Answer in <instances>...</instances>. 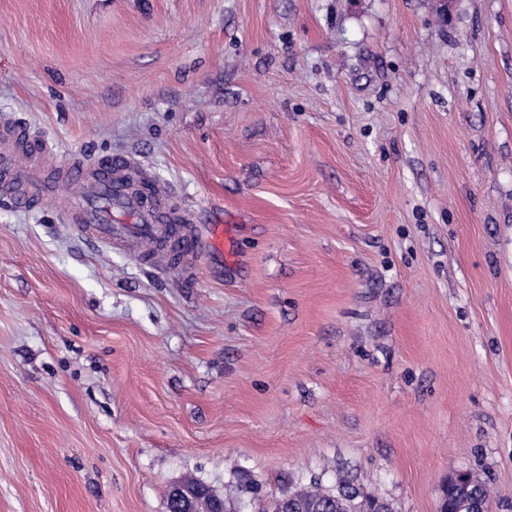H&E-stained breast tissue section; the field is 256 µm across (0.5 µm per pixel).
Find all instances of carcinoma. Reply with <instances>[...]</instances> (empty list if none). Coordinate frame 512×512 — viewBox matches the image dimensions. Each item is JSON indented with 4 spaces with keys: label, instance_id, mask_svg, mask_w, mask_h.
Wrapping results in <instances>:
<instances>
[{
    "label": "carcinoma",
    "instance_id": "cac0c4a2",
    "mask_svg": "<svg viewBox=\"0 0 512 512\" xmlns=\"http://www.w3.org/2000/svg\"><path fill=\"white\" fill-rule=\"evenodd\" d=\"M445 508L449 512H470L474 502L488 503L491 490L480 479L464 482L442 489ZM368 500L377 505L381 512H392L390 502L372 495H362L349 486L338 483L336 491L322 486L321 481L313 480L295 489L286 488L280 495L271 498L253 497L252 512H354V508ZM224 504V512H238L213 487H207L205 495L194 505L196 512H212L214 504Z\"/></svg>",
    "mask_w": 512,
    "mask_h": 512
}]
</instances>
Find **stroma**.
I'll return each instance as SVG.
<instances>
[{
	"instance_id": "obj_1",
	"label": "stroma",
	"mask_w": 512,
	"mask_h": 512,
	"mask_svg": "<svg viewBox=\"0 0 512 512\" xmlns=\"http://www.w3.org/2000/svg\"><path fill=\"white\" fill-rule=\"evenodd\" d=\"M439 7L0 0V117L232 228L166 272L0 196V512H512V0ZM170 493L173 498L177 501L181 502L182 507L184 508L181 512H193L196 509L197 512H212V507L215 503L221 502L224 504V508L219 510V512H240L241 510L232 509L230 504L226 501V499L215 490L213 487L207 484V490L205 495L200 498L194 505V509L191 508V504L194 501V495L196 493H201V488L189 482L187 479H182L181 481L176 482ZM170 493L168 496L167 508L171 505L169 504ZM445 499V512H469L475 501L486 506L491 497V490L479 478L471 484L464 482L442 489ZM364 500L375 503L381 512H392V505L387 500L361 495L343 482H339L333 492L324 488L319 480L295 489L287 487L279 496L271 498L254 496L251 505L252 512H357L354 508L360 507Z\"/></svg>"
}]
</instances>
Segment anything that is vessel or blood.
I'll return each instance as SVG.
<instances>
[{"instance_id": "1", "label": "vessel or blood", "mask_w": 512, "mask_h": 512, "mask_svg": "<svg viewBox=\"0 0 512 512\" xmlns=\"http://www.w3.org/2000/svg\"><path fill=\"white\" fill-rule=\"evenodd\" d=\"M0 147V193L29 210L56 207L61 221L87 238L111 247L136 245L142 261L167 253L172 268L184 254L202 258L224 249L223 225L193 224L135 158L104 155L52 168L47 141L7 118L0 119ZM76 186L81 195L73 202L67 191Z\"/></svg>"}]
</instances>
